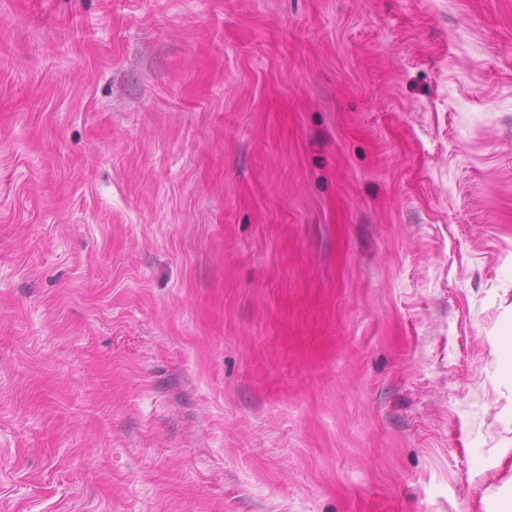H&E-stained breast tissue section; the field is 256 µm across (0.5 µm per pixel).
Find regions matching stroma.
<instances>
[{
  "label": "stroma",
  "mask_w": 512,
  "mask_h": 512,
  "mask_svg": "<svg viewBox=\"0 0 512 512\" xmlns=\"http://www.w3.org/2000/svg\"><path fill=\"white\" fill-rule=\"evenodd\" d=\"M511 327L512 0H0V512H499Z\"/></svg>",
  "instance_id": "35a3bbf8"
}]
</instances>
